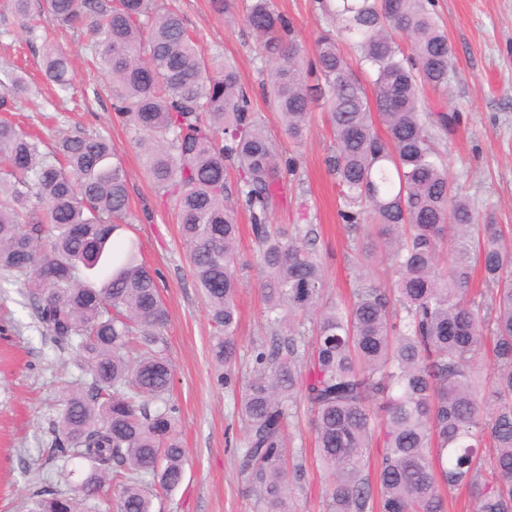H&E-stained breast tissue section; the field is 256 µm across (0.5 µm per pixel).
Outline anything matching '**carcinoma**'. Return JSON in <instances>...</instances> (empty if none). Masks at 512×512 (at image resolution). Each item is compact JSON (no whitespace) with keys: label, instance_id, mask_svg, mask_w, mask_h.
<instances>
[{"label":"carcinoma","instance_id":"carcinoma-1","mask_svg":"<svg viewBox=\"0 0 512 512\" xmlns=\"http://www.w3.org/2000/svg\"><path fill=\"white\" fill-rule=\"evenodd\" d=\"M41 5L58 26L85 27L113 110L176 212L207 300L217 381L238 390V467L265 512H291L289 477L303 474V456L287 457L284 432L299 400L315 414L326 512H447L448 496L464 487L476 493V512H512V232L478 224L448 179L436 140L457 114L421 111L422 88L448 83L453 56L433 0H337L336 32L317 41L308 69L293 23L271 0H243L245 22L269 56L286 135L301 143L312 104L322 108L340 217L350 226L370 219L365 256L384 252L395 275L392 287L379 288L359 273L349 306L324 300L312 229L271 221L297 157L278 149L233 66L205 57L177 11L158 0ZM0 14L35 32L29 0H0ZM43 72L56 91L72 89L63 48L49 46ZM7 79L5 114L30 91L23 72ZM229 166L238 175L232 202ZM239 209L259 246L258 285L274 336L253 347L247 378L234 372ZM130 219L124 164L109 138L64 136L46 151L0 118V274L25 288L38 323L74 351L86 375L62 392L49 427L51 457L74 494L38 491L31 512H82L115 477L117 512H152V485L171 490L184 479L158 276L134 242L113 247ZM446 241L454 258L444 267ZM475 246L485 303L468 298ZM309 314L307 339L295 322ZM488 340L494 365L482 375L475 360ZM373 447L382 448L377 498L367 473Z\"/></svg>","mask_w":512,"mask_h":512}]
</instances>
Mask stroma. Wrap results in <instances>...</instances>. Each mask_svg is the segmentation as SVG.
Wrapping results in <instances>:
<instances>
[{
  "label": "stroma",
  "mask_w": 512,
  "mask_h": 512,
  "mask_svg": "<svg viewBox=\"0 0 512 512\" xmlns=\"http://www.w3.org/2000/svg\"><path fill=\"white\" fill-rule=\"evenodd\" d=\"M294 25L306 57L325 31L335 29L333 0H272ZM438 23L454 49L445 88H424L426 109L454 112L458 120L441 139L450 182L468 197L480 223L512 228V0H435ZM216 14L209 0H177L187 29L199 37L205 55H221L234 65L268 133L298 157L299 180L275 210L283 227H312V247L322 259L327 299L350 303L358 284V264L367 262L374 285L391 275L383 253L364 259V228L341 220L338 189L325 159L332 133L323 112L313 111L306 139L285 135L272 103L260 39L243 20L240 0H227ZM56 44L70 55L75 78L73 101H59L42 79L45 44L21 29L12 16L0 17V70L23 67L34 83L18 102L22 127L55 144L79 130L110 138L122 155L132 218L124 233L140 248L143 261L160 273L158 284L168 314L164 329L174 368L170 398L178 408V437L186 450L185 477L178 488L157 494L152 512H263L240 474L235 449L243 424L230 391L216 381L210 357L211 326L204 298L187 260V247L171 207L162 205L139 149L112 110V89L92 62L79 29H59ZM238 250L247 267L238 296V366L250 373L254 345L269 341L265 305L258 285L257 246L247 214H239ZM81 372L70 351L57 348L34 318L23 289L0 275V512H28L33 492L70 486L48 456V428L60 412V391ZM313 415L299 405L285 430L288 455H302L304 475L294 486L300 512H325L324 471L316 461Z\"/></svg>",
  "instance_id": "stroma-1"
}]
</instances>
